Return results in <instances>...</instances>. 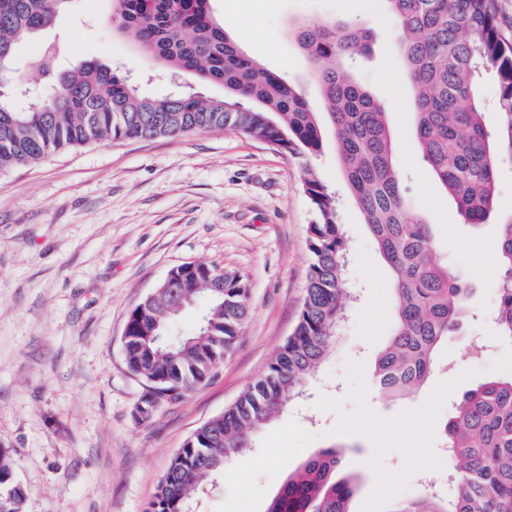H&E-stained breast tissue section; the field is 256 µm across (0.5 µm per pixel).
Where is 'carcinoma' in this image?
Listing matches in <instances>:
<instances>
[{
	"instance_id": "cac0c4a2",
	"label": "carcinoma",
	"mask_w": 512,
	"mask_h": 512,
	"mask_svg": "<svg viewBox=\"0 0 512 512\" xmlns=\"http://www.w3.org/2000/svg\"><path fill=\"white\" fill-rule=\"evenodd\" d=\"M403 33L415 137L422 161L452 198L461 223L495 217L499 169L512 166V42L500 33L497 0H385ZM66 0H0V47L16 48L47 27ZM113 21L148 58L201 84H221L224 97L194 91L145 97L130 79L97 61L63 73L37 107L19 108L0 93V169L40 162L94 143L151 140L236 130L299 159L315 214L308 226L310 266L293 332L265 371L200 426L173 456L146 512H196L224 477L232 457L254 448V436L304 393L307 378L331 354L350 313L345 288L349 246L337 222L338 199L311 168L325 132L305 96L248 56L213 16L211 0H115ZM372 28L351 21L300 24L294 38L321 86L347 187L391 272L393 332L371 384L391 400L418 389L435 368V349L460 329L471 307L470 285L458 281L436 249L432 225L413 206L397 171L385 107L345 67L370 51ZM498 81L499 132L483 123L484 82ZM501 274L491 319L512 342V218L499 222ZM216 267L196 263L171 288L130 313L124 347L129 371L149 388L140 412L156 399L177 400L209 382L233 350L248 314L249 288L237 273L216 280ZM196 331L173 333L171 320L198 299ZM448 501L431 482L393 512H512V377L466 390L444 426ZM343 452L323 449L282 483L266 512H351L353 486L336 478ZM25 492L11 453L0 448V512H23Z\"/></svg>"
}]
</instances>
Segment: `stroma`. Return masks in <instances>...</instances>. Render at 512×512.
I'll return each mask as SVG.
<instances>
[{"label":"stroma","instance_id":"obj_1","mask_svg":"<svg viewBox=\"0 0 512 512\" xmlns=\"http://www.w3.org/2000/svg\"><path fill=\"white\" fill-rule=\"evenodd\" d=\"M215 18L249 56L301 90L322 112L321 88L294 27L328 18L371 25L370 55L351 64L387 103L393 159L413 201L435 226L438 250L474 287L460 336L441 344L425 384L393 403L372 392L378 352L394 324L391 274L344 180L333 137L312 159L339 199L350 246L347 286L361 294L336 347L288 407L258 436L253 454L224 466L203 512H265L290 471L323 448L343 447L352 512H391L417 497L421 477L442 482L443 428L453 399L491 378L512 377V343L490 320L500 278L498 226L460 223L454 203L422 162L406 70L383 0H213ZM113 0H70L54 26L21 44L12 79L47 90L44 45L61 43L57 72L97 60L141 94L197 86L161 78L155 61L120 35ZM297 158L227 129L148 141L90 144L37 165L0 170V448L25 489L24 512H145L174 454L223 413L267 367L292 332L310 264L314 213ZM201 261L241 275L248 316L218 376L180 400L159 402L128 370L123 335L132 309L173 267Z\"/></svg>","mask_w":512,"mask_h":512}]
</instances>
